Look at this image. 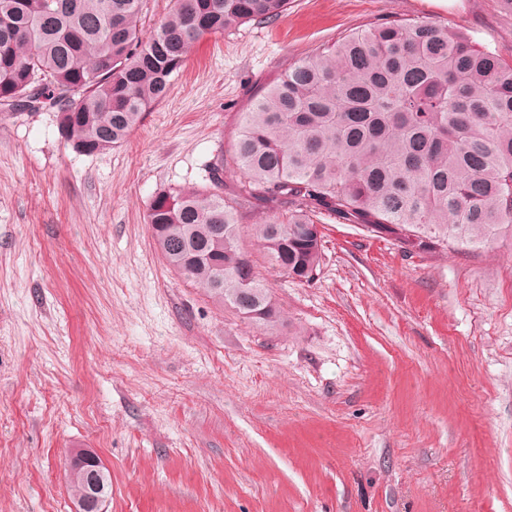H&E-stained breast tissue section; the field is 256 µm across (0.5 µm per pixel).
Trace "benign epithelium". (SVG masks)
<instances>
[{
  "label": "benign epithelium",
  "mask_w": 512,
  "mask_h": 512,
  "mask_svg": "<svg viewBox=\"0 0 512 512\" xmlns=\"http://www.w3.org/2000/svg\"><path fill=\"white\" fill-rule=\"evenodd\" d=\"M68 475L71 480H81L84 497L74 503L73 512H108L111 497L110 468L91 448H75L68 456Z\"/></svg>",
  "instance_id": "7a95c632"
}]
</instances>
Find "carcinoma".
Listing matches in <instances>:
<instances>
[{
  "mask_svg": "<svg viewBox=\"0 0 512 512\" xmlns=\"http://www.w3.org/2000/svg\"><path fill=\"white\" fill-rule=\"evenodd\" d=\"M145 0H0V109L35 95L56 114L74 152L120 146L163 100L194 43L251 20L274 21L288 0H175L150 35ZM232 163L208 190L157 194L148 223L167 265L242 312L237 275L251 277L266 330L281 322L270 291L239 245L238 210L284 212L253 225L272 265L311 280L334 215L366 229L394 226L432 250L491 247L512 236V63L464 32L396 18L355 30L284 68L241 115Z\"/></svg>",
  "mask_w": 512,
  "mask_h": 512,
  "instance_id": "obj_1",
  "label": "carcinoma"
}]
</instances>
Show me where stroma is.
<instances>
[{"label": "stroma", "instance_id": "1", "mask_svg": "<svg viewBox=\"0 0 512 512\" xmlns=\"http://www.w3.org/2000/svg\"><path fill=\"white\" fill-rule=\"evenodd\" d=\"M396 17L512 62L500 0H290L209 37L126 142L83 155L53 112L0 111V512H71L67 456L112 471L108 512H512V238L447 254L323 215L312 281L239 240L266 331L163 261L148 209L206 189L288 63Z\"/></svg>", "mask_w": 512, "mask_h": 512}]
</instances>
